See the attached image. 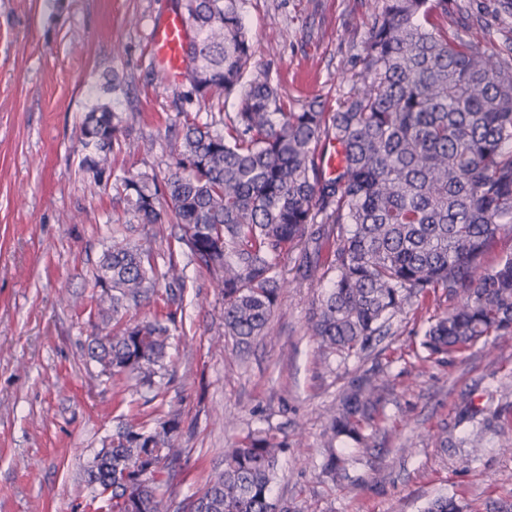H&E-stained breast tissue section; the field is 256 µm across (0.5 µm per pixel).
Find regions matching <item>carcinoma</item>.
<instances>
[{"mask_svg":"<svg viewBox=\"0 0 512 512\" xmlns=\"http://www.w3.org/2000/svg\"><path fill=\"white\" fill-rule=\"evenodd\" d=\"M243 0H173L196 39L190 96L214 105L235 95L238 110L184 115L174 171L163 182L138 173L122 180L132 219L112 228L93 274L97 327L89 356L105 381L160 395L175 313L128 317L160 280H180L177 264L158 269L135 241L180 227V243L212 276L224 300V335L248 346L267 328L288 287L284 253L299 250L296 272L317 267L323 243L331 282L311 318L323 348L358 354L412 299L438 289L457 300L424 331L429 355L450 357L483 338L512 335V255L493 267L480 258L512 231V46L486 54L448 32V0H384L347 96L333 111L320 99L297 107L265 74L242 16ZM122 116L98 103L84 115L82 169L94 185L117 147L130 150ZM334 149L338 164L325 172ZM384 397L374 373L352 379L331 418L321 471L349 479L351 458L336 443L370 447ZM181 423L155 415L119 426L88 462L91 492L111 490L112 512H170L166 462L178 455ZM288 441L264 431L224 449L221 467L192 512H290L272 496ZM424 512H464L453 496Z\"/></svg>","mask_w":512,"mask_h":512,"instance_id":"obj_1","label":"carcinoma"}]
</instances>
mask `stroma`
Instances as JSON below:
<instances>
[{
	"label": "stroma",
	"mask_w": 512,
	"mask_h": 512,
	"mask_svg": "<svg viewBox=\"0 0 512 512\" xmlns=\"http://www.w3.org/2000/svg\"><path fill=\"white\" fill-rule=\"evenodd\" d=\"M383 0H245L258 72L291 98L336 108L346 75ZM171 0H0V512H93L87 462L117 426L161 407L182 422L181 455L168 467L171 512L199 494L225 448L251 430L287 438L273 486L292 512H421L452 495L468 512L512 503V336H488L440 361L422 348L429 322L452 301L420 297L367 351L321 348L310 317L325 292L292 278L264 336L239 350L224 335V302L167 225L150 243L160 282L135 319L175 312L167 383L157 403L115 389L88 356L93 273L112 226L130 215L119 178L167 177L182 115L206 117L188 83H159L150 25ZM448 24L485 52L512 45V14L499 0H448ZM277 33L269 42V33ZM122 44V55L112 53ZM120 112L134 151H114L94 186L80 165L79 124L97 101ZM81 298L78 307L61 293ZM223 347H216V339ZM376 371L385 386L373 446L341 485L321 471V446L343 388Z\"/></svg>",
	"instance_id": "stroma-1"
}]
</instances>
